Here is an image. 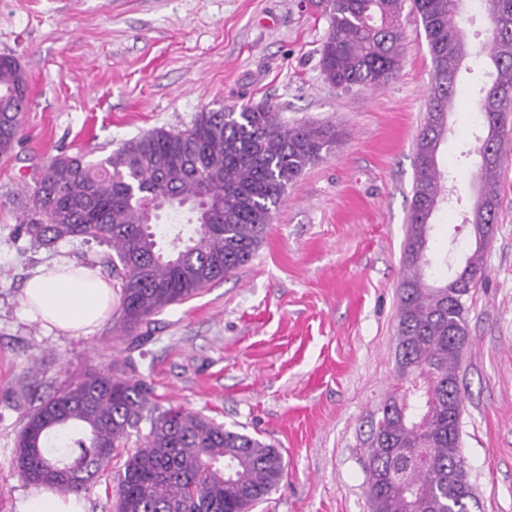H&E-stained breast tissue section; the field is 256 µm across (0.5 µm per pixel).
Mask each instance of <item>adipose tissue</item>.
Listing matches in <instances>:
<instances>
[{"mask_svg":"<svg viewBox=\"0 0 512 512\" xmlns=\"http://www.w3.org/2000/svg\"><path fill=\"white\" fill-rule=\"evenodd\" d=\"M114 295L97 269L62 262L40 268L28 280L23 306L46 330L85 336L111 315Z\"/></svg>","mask_w":512,"mask_h":512,"instance_id":"1","label":"adipose tissue"}]
</instances>
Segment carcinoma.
<instances>
[{"mask_svg": "<svg viewBox=\"0 0 512 512\" xmlns=\"http://www.w3.org/2000/svg\"><path fill=\"white\" fill-rule=\"evenodd\" d=\"M406 0H311L329 20L321 70L341 89L376 90L401 67ZM465 0H411L428 42L434 80L413 158L409 226L403 246L396 345L397 387L380 409L368 448L365 488L371 512H470L475 499L452 398L468 342L466 300L484 279L480 226L497 221L512 100V0H477L490 20L486 45L496 78L478 102L472 147L481 163L469 223L474 242L454 281L431 283V219L448 199L439 150L463 61L471 53L456 23ZM28 107V80L17 58L0 55V158L14 151ZM331 126L284 123L273 105L199 112L184 130L157 128L102 160L60 154L25 188L19 222L32 244L51 248L80 238L109 247L120 281V329L132 335L149 318L246 265L263 241L288 184L336 143ZM187 210L188 236L168 246L154 229L159 211ZM116 486L117 512H249L284 473L280 452L182 407L160 409L133 365L71 380L27 415L13 463L35 485L80 494L109 467L133 434Z\"/></svg>", "mask_w": 512, "mask_h": 512, "instance_id": "carcinoma-1", "label": "carcinoma"}]
</instances>
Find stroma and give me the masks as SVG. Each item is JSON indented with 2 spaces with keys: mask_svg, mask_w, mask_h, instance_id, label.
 Listing matches in <instances>:
<instances>
[{
  "mask_svg": "<svg viewBox=\"0 0 512 512\" xmlns=\"http://www.w3.org/2000/svg\"><path fill=\"white\" fill-rule=\"evenodd\" d=\"M402 66L383 89L342 90L320 67L328 22L308 0H0V54L26 73L19 143L0 162V512L32 487L12 465L27 413L72 378L133 356L162 407L179 405L274 445L278 488L252 512H370L367 448L395 372L401 253L413 157L432 78L419 16L403 10ZM490 62L467 63L441 162L464 186L435 212L452 260L472 246L478 192L473 130ZM274 105L283 121L332 125L339 138L288 185L252 259L167 307L136 341L113 320L94 333L47 332L22 305L40 265L103 267L106 247L30 245L18 230L25 184L54 156L97 161L156 128L191 127L202 109ZM485 281L468 299L461 368L462 454L477 503L512 512V153L501 170ZM111 466L82 492L115 512Z\"/></svg>",
  "mask_w": 512,
  "mask_h": 512,
  "instance_id": "stroma-1",
  "label": "stroma"
}]
</instances>
